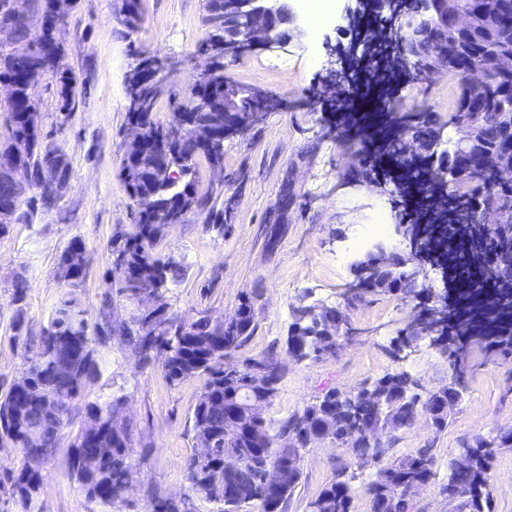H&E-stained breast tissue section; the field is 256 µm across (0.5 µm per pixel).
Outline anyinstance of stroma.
<instances>
[{
  "label": "stroma",
  "mask_w": 512,
  "mask_h": 512,
  "mask_svg": "<svg viewBox=\"0 0 512 512\" xmlns=\"http://www.w3.org/2000/svg\"><path fill=\"white\" fill-rule=\"evenodd\" d=\"M121 0H73L65 8V24L56 37L63 62L82 82L75 108L56 138L70 164L69 179L52 209L38 211L28 224H11L0 236V396L19 380L27 351L15 336L19 309L12 301L16 275L29 288L23 307L24 332L39 336L62 295L74 292L97 321L112 283L109 241L133 222L132 202L118 177L127 142L124 75L130 50L138 49L170 61L169 94L157 108L167 119L176 98L203 63L198 51L205 35L204 0H141L142 22L122 34L114 15ZM349 0H338L336 22L271 54L260 52L228 63V80L257 87L287 99L288 108L270 113L251 132L224 142V172L238 175L233 186L238 203L229 233L208 228L203 216L170 225L158 250L182 260L187 271L167 295L179 314L209 309L232 314L242 293L259 294L258 327L236 359L276 352L285 366L279 393L265 411L269 421L301 411L328 390L354 391L388 373L407 372L420 392L446 386L448 360L427 344L391 353L392 341L412 316V303L392 295L373 297L350 312L354 329L335 355L316 361L289 358L285 339L292 304H335L339 290L352 281V242L360 230L384 217L400 221L408 207L407 194L394 181L367 185L362 176L359 144L318 135L322 108L317 91L326 72L343 70L342 52L358 31L346 13ZM404 112L431 111L444 124V138L456 135L448 114L456 99V82L447 74L433 84L397 80L391 88L377 87L353 96L352 111L366 115L365 127L375 137L387 129L381 121L385 99ZM296 196L286 217L288 231L276 249L266 245V227L283 183ZM82 239L91 256L87 274L77 287H68L59 258L72 239ZM98 374L90 378L81 402L124 397L134 422L133 454L140 462L138 482L124 507H111L88 498L69 467L70 444L80 428L74 418L62 431L56 456L44 468L37 512H146L152 492L184 498L192 491L184 464L193 451L190 416L200 395L198 378L169 382L161 363L142 365L138 355L120 343L100 348ZM465 377V393L444 431L418 418L398 432L391 450L402 457L432 448L436 477L417 497L418 512H448L442 485L448 462L461 442L512 427V359L504 361L473 351ZM347 448L319 442L302 461L301 482L287 512H306L307 502L348 460Z\"/></svg>",
  "instance_id": "obj_1"
}]
</instances>
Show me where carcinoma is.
<instances>
[{
	"mask_svg": "<svg viewBox=\"0 0 512 512\" xmlns=\"http://www.w3.org/2000/svg\"><path fill=\"white\" fill-rule=\"evenodd\" d=\"M53 0H29L31 17L53 24ZM419 0H401L398 15L387 16L381 27L385 31L401 22L417 20ZM11 0H0V28L10 27L14 39L23 43L28 39V27L12 12ZM202 46L215 61V68L207 79H194L181 102L166 122L157 119V106L165 87L144 84L137 92L142 111L127 113V120L143 126L147 136L175 153L173 166L151 158H138L127 149L119 166V177L132 201L134 224L112 236V258L122 257L131 274L140 280V286L157 292L166 319V329L150 325H132L124 319H111L101 314L94 324L73 293H68L55 308L41 336L34 342L23 339L27 349V367L21 381L0 397V441L4 440L21 455L16 468L0 470V493L18 508V512H36L42 484V469L56 454L61 431L75 413V400L80 397L88 379L97 375V347H105L117 340L140 355L143 363L161 360L166 378L174 383L188 378L203 379L202 392L207 402L197 403L192 415L195 447L209 449L205 457L191 454L185 462V476L195 497L207 502L224 496L228 479L235 478L237 496L231 499L229 512H241L247 505L259 506L256 497L268 473L285 471L281 492L273 503V512H285L288 501L302 478L303 454L314 435L333 416L336 428L332 434L339 438L347 431H360L381 418L387 426L399 423L404 429L427 413L438 431L448 426L450 414L438 413L441 404L433 391L414 393L408 386L405 372L386 374L354 392L331 389L315 397L302 411L275 423L251 421L239 413L247 432H224V422L230 419L231 408L238 407V396L247 387V374L226 372L225 366L233 354L252 336L257 327L256 302L258 294L243 293L235 313L237 322L224 325V317L215 316L207 309L178 314L169 309L166 294L169 285L185 275L183 261L156 251L165 235L167 224L163 213L181 207L186 214L204 215L205 224L224 232L227 226L228 206L224 205V192L231 182L204 193L198 190L200 161L212 167L224 166V149L210 153L198 150V130L222 126L224 115V0H206ZM495 41L512 46V0L504 2L500 28ZM491 43L483 34L473 36L462 51L448 54V73L457 80L458 94L455 111L448 113V122L455 123L468 116L462 111L467 91L469 72L474 67L485 71L488 95L482 106L486 111L487 128L484 140L488 151L512 149V134L497 129L493 114L497 107L512 101V77L498 71L491 58ZM59 42L49 37L40 49L21 59L0 51V83L9 82L18 66H23L42 82L53 78L61 102V119L44 131V116L34 98L36 86L23 84L14 89V102L8 105L11 117L6 135H0V207L16 214L17 223L29 222L37 205L49 207L55 200L49 188V178L69 175L70 166L63 148L54 140L55 134L68 122L74 109L77 78L64 67ZM407 77L415 82L428 79L427 62L419 59L405 67ZM389 115L395 126L407 133H416L420 126L410 117L396 111L388 103ZM384 151L402 167H412L426 175L429 163L417 165L407 159L399 137L384 144ZM28 181L40 190L39 197L23 200L17 193L15 176ZM482 187V193L475 189ZM512 206V190L496 188L489 177L477 169L467 174V183L449 190L432 204L433 222L430 226L448 241V250L464 261L475 260L502 267L503 280L488 291V295L502 297L511 311L495 318V331L476 333L464 314L472 311L477 302L463 288L455 294L463 315L448 319L437 332L444 337L439 350L448 355L453 376L447 390L463 397L461 378L469 369L468 356L475 349L504 359L512 357V227L493 228L480 223L479 212L489 206ZM79 239L72 240L59 258L63 277L70 285L80 282L87 268L74 269L67 261L74 248H83ZM115 295H107L105 304L118 301L131 308L135 289L109 269ZM29 288L27 279L18 275L14 280L13 302L17 305L13 329L20 337L24 328L23 303ZM398 287L382 276L366 282L359 292L346 295L338 306L324 303L298 302L291 310L286 349L303 360L316 361L336 353V337L326 335V324L336 320V314L348 312L369 296L390 295ZM237 364L248 367L259 364L266 369L275 384L283 374L278 370L275 353L257 358H246ZM83 423L71 443L69 466L86 495L105 503H125L120 494L132 489L138 476L140 462L133 455L134 424L126 413L121 397L102 404L89 402L83 408ZM35 430L41 438V447L28 446L29 432ZM395 439H387L350 448L349 462L340 465L336 478L328 483L307 503V512H352L353 488L348 471L351 467L376 468L375 478L365 487L370 501V512H405V506L414 504L413 496L426 488L435 476V458L429 448L393 461L386 455ZM512 450V428H500L488 436H477L463 443L456 455L468 459V465L459 469L455 461L448 463V480L443 489L453 488L455 500L448 501L453 512H492L490 476L496 455ZM237 461L236 474L229 476L224 459ZM162 497L152 496L151 512H194L188 498L176 501L171 509L163 508Z\"/></svg>",
	"mask_w": 512,
	"mask_h": 512,
	"instance_id": "cac0c4a2",
	"label": "carcinoma"
}]
</instances>
